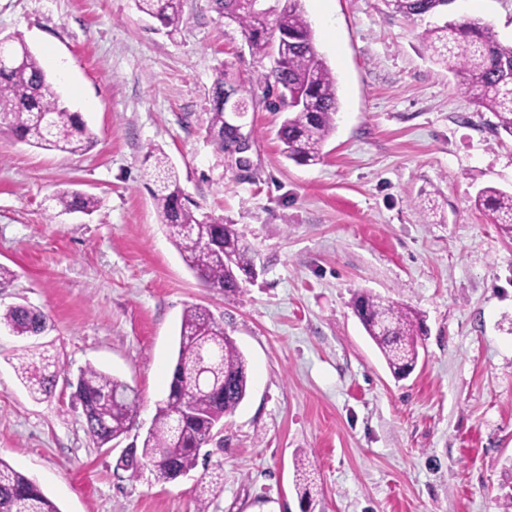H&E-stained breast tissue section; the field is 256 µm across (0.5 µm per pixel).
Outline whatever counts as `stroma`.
Returning <instances> with one entry per match:
<instances>
[{
  "mask_svg": "<svg viewBox=\"0 0 512 512\" xmlns=\"http://www.w3.org/2000/svg\"><path fill=\"white\" fill-rule=\"evenodd\" d=\"M336 75L340 109L323 159L281 153L282 113L262 98L273 61L252 55L210 0H183L176 32L134 0H0L94 133L82 155L0 133V310L42 309L41 341L70 371L92 365L137 391L133 428L97 446L72 390L34 400L17 368L28 341L0 328V457L61 512H301L293 460L315 471L313 512H504L512 504V236L478 210L512 191V137L431 63L426 20L384 0H302ZM454 16L512 40V0H454ZM252 83L249 147L207 135L219 70ZM162 149L202 211L236 225L258 272L227 295L204 287L157 220L145 172ZM61 189L89 215L52 214ZM368 292L420 314L417 366L395 380L350 302ZM208 308L247 361L248 392L207 457L161 484L116 470L168 392L186 307ZM52 209L59 213L81 212L89 214L96 210L99 201L96 197L76 190H59L51 198Z\"/></svg>",
  "mask_w": 512,
  "mask_h": 512,
  "instance_id": "obj_1",
  "label": "stroma"
}]
</instances>
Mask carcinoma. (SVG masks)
<instances>
[{
  "mask_svg": "<svg viewBox=\"0 0 512 512\" xmlns=\"http://www.w3.org/2000/svg\"><path fill=\"white\" fill-rule=\"evenodd\" d=\"M219 16L233 18L251 53L265 55L277 39L270 77L279 89L277 110L284 113L278 130L285 157L298 165H315L323 158V145L336 128L340 103L336 76L318 53L301 0H277L270 14L254 12L242 0H211ZM388 8L404 17L442 14L453 0H385ZM137 9L161 27L177 30L184 22L183 0H135ZM422 44L429 59L452 74L457 87L472 96L477 111L494 113L497 128L512 136V42L498 40L481 22L449 18L426 28ZM21 50L18 65L0 67V128L30 146L83 154L95 136L79 113L62 100L54 83L29 46L7 36ZM239 100L251 94L245 82L224 77L219 71L211 90L208 132L219 154L233 141L224 123V92ZM151 190L159 223L186 266L207 288L232 293L250 277L254 259L235 225L200 211L180 186L177 168L161 149L151 147ZM60 213L96 210V197L76 190H59L51 198ZM476 205L490 211L497 224L512 233V191L481 189ZM351 309L367 335L380 349L392 375L401 380L411 374L419 358V339L425 334L418 313L359 292ZM49 316L36 308L17 305L0 311V326L17 336H39ZM18 375L30 395L39 400L52 393L55 382L68 375L58 359L36 348L27 351ZM247 362L232 338L209 309L187 307L182 315L176 362L168 395L158 406L152 426L141 446L128 449L116 467L136 472L149 466L159 483L188 474L198 462L200 449L214 437L224 417L235 412L247 394ZM82 408L86 431L102 447L132 428L139 396L127 383L92 365L81 369L71 385ZM295 486L300 502L310 503V469L302 457L294 461ZM0 512H60L58 506L27 475L0 457Z\"/></svg>",
  "mask_w": 512,
  "mask_h": 512,
  "instance_id": "obj_1",
  "label": "carcinoma"
}]
</instances>
